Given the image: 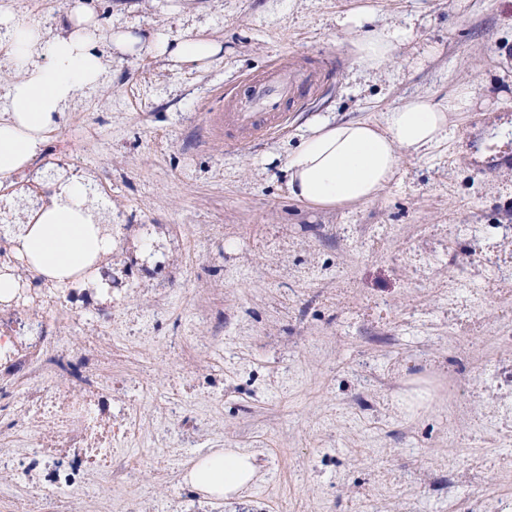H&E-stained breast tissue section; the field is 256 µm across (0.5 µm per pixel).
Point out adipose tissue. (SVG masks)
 <instances>
[{"label": "adipose tissue", "instance_id": "adipose-tissue-1", "mask_svg": "<svg viewBox=\"0 0 512 512\" xmlns=\"http://www.w3.org/2000/svg\"><path fill=\"white\" fill-rule=\"evenodd\" d=\"M73 28L47 38L41 24L17 16L0 0V28L10 41L0 47V62L21 73L7 91L9 110L0 115V187L45 152L58 127L64 105L103 74L101 42L123 54L149 53L180 65H197L218 55L222 46L201 35L161 31L139 33L108 26L95 0H68ZM369 8L359 7L347 20L359 28L351 53L360 73L387 62L407 32L387 25L368 26ZM476 86L449 95L447 102L429 97L407 100L382 121L312 122L284 165L289 195L303 206L334 210L375 198L395 177L401 153L421 154L447 138L454 115L469 111ZM17 257L31 261L57 287L72 284L77 273L102 253L113 239L98 222L78 179L68 180L44 206L34 222L21 225L12 237ZM255 466L250 456L221 448L189 467L185 481L206 497L221 499L251 482Z\"/></svg>", "mask_w": 512, "mask_h": 512}]
</instances>
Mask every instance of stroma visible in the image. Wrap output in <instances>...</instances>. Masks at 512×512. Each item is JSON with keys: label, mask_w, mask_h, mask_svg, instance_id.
<instances>
[{"label": "stroma", "mask_w": 512, "mask_h": 512, "mask_svg": "<svg viewBox=\"0 0 512 512\" xmlns=\"http://www.w3.org/2000/svg\"><path fill=\"white\" fill-rule=\"evenodd\" d=\"M408 32L359 73V4ZM47 38L67 0H14ZM117 28L202 34V67L98 46L101 80L68 103L25 178L76 171L112 226L114 285L51 298L50 334L0 376V512H495L512 501V0H98ZM317 79L288 128L234 147L212 118L249 76ZM481 86L427 153L403 156L376 199L318 211L288 194V152L317 117L378 121L417 96ZM94 425L134 420L121 476L85 470L57 492L31 468ZM250 455L241 493L183 476L211 449ZM462 475L449 489V475Z\"/></svg>", "instance_id": "obj_1"}]
</instances>
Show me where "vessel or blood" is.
Returning a JSON list of instances; mask_svg holds the SVG:
<instances>
[{
  "label": "vessel or blood",
  "instance_id": "obj_1",
  "mask_svg": "<svg viewBox=\"0 0 512 512\" xmlns=\"http://www.w3.org/2000/svg\"><path fill=\"white\" fill-rule=\"evenodd\" d=\"M315 87L314 76L285 67L271 69L252 78L243 92L228 97L225 112L213 120V131L235 146L281 130L288 123L286 105Z\"/></svg>",
  "mask_w": 512,
  "mask_h": 512
}]
</instances>
